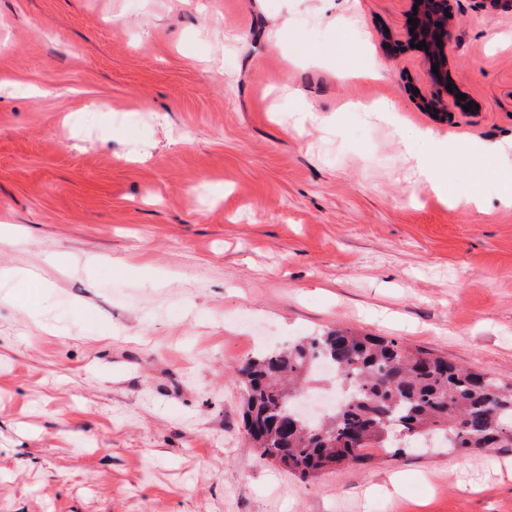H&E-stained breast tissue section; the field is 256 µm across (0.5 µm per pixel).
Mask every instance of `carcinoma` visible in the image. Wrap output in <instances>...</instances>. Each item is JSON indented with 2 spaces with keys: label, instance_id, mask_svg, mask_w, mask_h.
Wrapping results in <instances>:
<instances>
[{
  "label": "carcinoma",
  "instance_id": "cac0c4a2",
  "mask_svg": "<svg viewBox=\"0 0 512 512\" xmlns=\"http://www.w3.org/2000/svg\"><path fill=\"white\" fill-rule=\"evenodd\" d=\"M321 360L332 363L330 380L345 400L314 422L293 419V400ZM234 373L248 441L261 458L302 479L356 464L369 448L397 456L441 431L462 452L512 445V381L395 338L337 328L251 355Z\"/></svg>",
  "mask_w": 512,
  "mask_h": 512
}]
</instances>
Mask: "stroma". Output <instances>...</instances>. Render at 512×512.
Masks as SVG:
<instances>
[{
  "instance_id": "obj_1",
  "label": "stroma",
  "mask_w": 512,
  "mask_h": 512,
  "mask_svg": "<svg viewBox=\"0 0 512 512\" xmlns=\"http://www.w3.org/2000/svg\"><path fill=\"white\" fill-rule=\"evenodd\" d=\"M453 6L439 123L410 0H0V512H512V447L293 476L232 374L339 327L512 378V11ZM442 154L439 148H433L431 152L414 155V168L417 175L432 184L434 191L438 194L448 193V186L438 176L437 168L439 157Z\"/></svg>"
}]
</instances>
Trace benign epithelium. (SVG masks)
<instances>
[{"mask_svg":"<svg viewBox=\"0 0 512 512\" xmlns=\"http://www.w3.org/2000/svg\"><path fill=\"white\" fill-rule=\"evenodd\" d=\"M410 5L417 6V27L413 33H405V43L426 42L428 49L421 50L426 75L434 88L431 97L424 100V106L435 114L434 120L446 123L452 115L448 113V105L464 111V106L477 102L471 98L460 100L456 98L459 89L456 84L449 83L450 44L453 30L458 26V16L454 12L452 0H410ZM438 65V72H433V65ZM451 89H446V85Z\"/></svg>","mask_w":512,"mask_h":512,"instance_id":"1","label":"benign epithelium"}]
</instances>
